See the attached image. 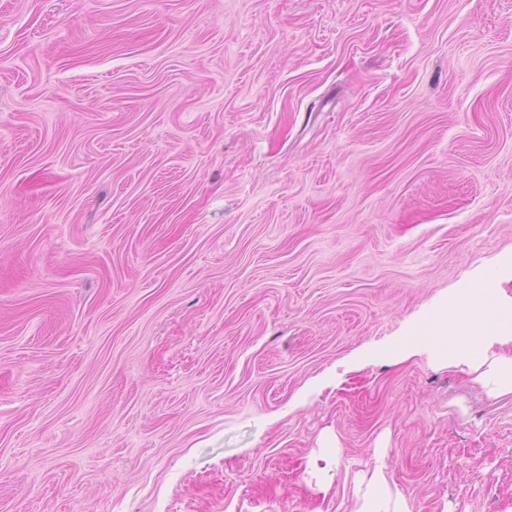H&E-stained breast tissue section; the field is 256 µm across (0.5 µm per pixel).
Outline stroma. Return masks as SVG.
Returning <instances> with one entry per match:
<instances>
[{"instance_id": "35a3bbf8", "label": "stroma", "mask_w": 512, "mask_h": 512, "mask_svg": "<svg viewBox=\"0 0 512 512\" xmlns=\"http://www.w3.org/2000/svg\"><path fill=\"white\" fill-rule=\"evenodd\" d=\"M510 258L512 0H0V512H512ZM494 322L488 331L487 318ZM429 345L440 359L451 360L478 373L477 380L491 391L512 389V358H490L494 342L512 341V307L500 301L493 289L478 293L463 290L461 296L442 306L425 325Z\"/></svg>"}]
</instances>
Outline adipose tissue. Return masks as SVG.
Masks as SVG:
<instances>
[{
	"label": "adipose tissue",
	"instance_id": "obj_1",
	"mask_svg": "<svg viewBox=\"0 0 512 512\" xmlns=\"http://www.w3.org/2000/svg\"><path fill=\"white\" fill-rule=\"evenodd\" d=\"M425 329L442 360L476 372L480 384L490 390L512 389V358L488 355L493 343L512 341V306L502 303L492 289L463 290L436 312Z\"/></svg>",
	"mask_w": 512,
	"mask_h": 512
}]
</instances>
